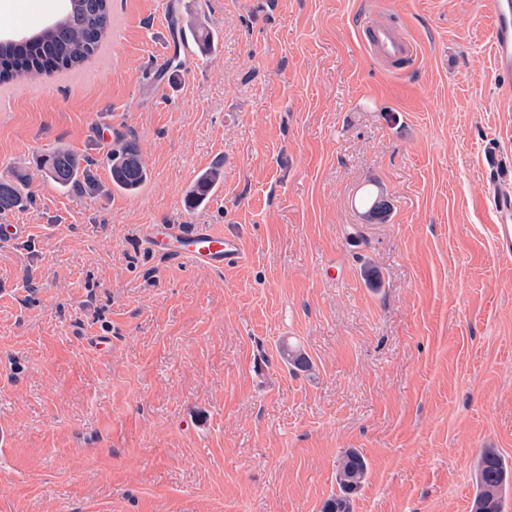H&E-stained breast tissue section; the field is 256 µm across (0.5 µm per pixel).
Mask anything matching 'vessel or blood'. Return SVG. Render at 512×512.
I'll list each match as a JSON object with an SVG mask.
<instances>
[{
	"label": "vessel or blood",
	"instance_id": "obj_1",
	"mask_svg": "<svg viewBox=\"0 0 512 512\" xmlns=\"http://www.w3.org/2000/svg\"><path fill=\"white\" fill-rule=\"evenodd\" d=\"M359 37L373 60L395 74H407L416 55V45L408 35L367 17L359 28ZM492 49L498 74L512 77V0H495ZM487 193L498 215L494 246L501 256L510 258L512 191L492 180L487 184ZM147 243L170 259L212 270L239 261L243 254L238 237L208 224H196L188 230L177 224H153L148 229Z\"/></svg>",
	"mask_w": 512,
	"mask_h": 512
}]
</instances>
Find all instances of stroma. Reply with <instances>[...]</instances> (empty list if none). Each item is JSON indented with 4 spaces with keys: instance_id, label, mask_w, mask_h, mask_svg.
Returning a JSON list of instances; mask_svg holds the SVG:
<instances>
[{
    "instance_id": "35a3bbf8",
    "label": "stroma",
    "mask_w": 512,
    "mask_h": 512,
    "mask_svg": "<svg viewBox=\"0 0 512 512\" xmlns=\"http://www.w3.org/2000/svg\"><path fill=\"white\" fill-rule=\"evenodd\" d=\"M493 2L110 0L80 75L0 89V178L21 167L32 195L7 216L26 237L0 241V512H321L350 449L353 512H471L481 452L512 464ZM365 15L413 35L407 74L362 47ZM192 21L210 51L183 53ZM129 138L134 195L107 167ZM61 147L97 190L45 177ZM152 224L219 226L244 255L167 261ZM112 187L126 194L137 193L148 180V171L138 148L134 143H126L113 149L107 158ZM221 179L219 167L205 171L191 185L185 196V204L193 209L202 203L211 193H214ZM487 193L498 215L494 229V246L505 257H512V192L502 188L495 179H489Z\"/></svg>"
}]
</instances>
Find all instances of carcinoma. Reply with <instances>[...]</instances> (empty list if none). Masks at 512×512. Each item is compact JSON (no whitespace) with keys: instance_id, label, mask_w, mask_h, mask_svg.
<instances>
[{"instance_id":"cac0c4a2","label":"carcinoma","mask_w":512,"mask_h":512,"mask_svg":"<svg viewBox=\"0 0 512 512\" xmlns=\"http://www.w3.org/2000/svg\"><path fill=\"white\" fill-rule=\"evenodd\" d=\"M109 0H68L65 14L33 40L18 46L0 42V81L18 76L50 74L60 70H75L101 49L107 35ZM194 42L200 49L211 45L210 31L192 22L189 24ZM112 187L126 194L137 193L148 180V171L138 148L129 142L112 150L107 158ZM91 161L65 149L44 156L40 167L55 184L78 189L81 181L92 183ZM221 179L220 168H212L194 181L185 196V204L193 209L215 192ZM26 175L17 172L9 179H0V215L23 205L28 197ZM284 361L299 370L310 366L303 352L284 344L280 350ZM368 472L367 462L355 450L347 451L336 467L339 493L329 498L322 512H352L353 498L362 488ZM512 485V469L497 452L482 451L476 471V494L473 512H503L505 495Z\"/></svg>"}]
</instances>
